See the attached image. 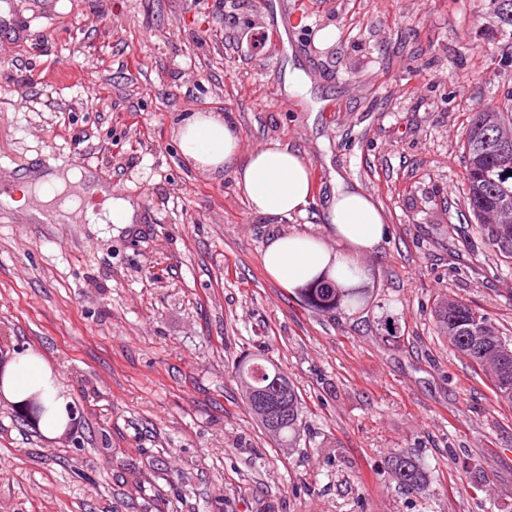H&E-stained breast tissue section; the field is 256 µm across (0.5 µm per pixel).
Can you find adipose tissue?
<instances>
[{
    "label": "adipose tissue",
    "instance_id": "adipose-tissue-1",
    "mask_svg": "<svg viewBox=\"0 0 512 512\" xmlns=\"http://www.w3.org/2000/svg\"><path fill=\"white\" fill-rule=\"evenodd\" d=\"M177 137L183 156L197 169L215 173L233 167L251 208L260 214L301 215L312 199L310 164L304 154L274 143L242 155L240 136L221 113H194L180 125ZM0 203L39 221L129 224L135 217L129 200L112 195L79 169L29 173L0 195ZM325 220L336 248L301 232L275 237L263 254L270 277L287 288L307 285L325 273L346 283L359 280L362 270L355 256L376 251L386 234L381 208L361 190L339 186L326 206ZM34 391L42 392L49 405L41 429L55 435L68 420L69 400L38 352L17 353L0 374V392L17 403Z\"/></svg>",
    "mask_w": 512,
    "mask_h": 512
}]
</instances>
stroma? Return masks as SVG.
<instances>
[{
  "instance_id": "stroma-1",
  "label": "stroma",
  "mask_w": 512,
  "mask_h": 512,
  "mask_svg": "<svg viewBox=\"0 0 512 512\" xmlns=\"http://www.w3.org/2000/svg\"><path fill=\"white\" fill-rule=\"evenodd\" d=\"M510 98L494 0H0V179L86 165L137 204L131 224L0 206V360L41 353L75 409L49 437L0 399V512H512V405L434 316L453 298L512 336V262L474 224L462 146ZM195 112L227 114L242 153H304L306 213L257 214L232 170L193 169L176 130ZM340 182L388 232L359 259L368 304L328 314L263 252L335 247ZM252 353L302 396L300 447L248 413L232 371ZM400 451L423 489L393 480ZM391 458L390 471L399 486L416 491L427 484L429 475L410 455L401 452Z\"/></svg>"
}]
</instances>
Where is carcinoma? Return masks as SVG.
I'll use <instances>...</instances> for the list:
<instances>
[{
	"label": "carcinoma",
	"mask_w": 512,
	"mask_h": 512,
	"mask_svg": "<svg viewBox=\"0 0 512 512\" xmlns=\"http://www.w3.org/2000/svg\"><path fill=\"white\" fill-rule=\"evenodd\" d=\"M506 111L512 112V105ZM498 107H484L472 113L464 131L465 171L468 204L474 221L481 224L489 245L504 258L512 259V176L500 172L512 169V147L499 139L512 133ZM310 307L336 312L360 308L367 301L363 288H342L322 281L305 289ZM436 324L452 349L472 365L490 372L496 398L512 404V338L500 334L490 319L468 304L448 299L437 307ZM234 377L257 390L246 398L252 417L281 445H299L305 429L306 406L281 367L260 354L239 360ZM390 471L397 484L416 491L427 484L429 475L410 455L392 456Z\"/></svg>",
	"instance_id": "carcinoma-1"
}]
</instances>
